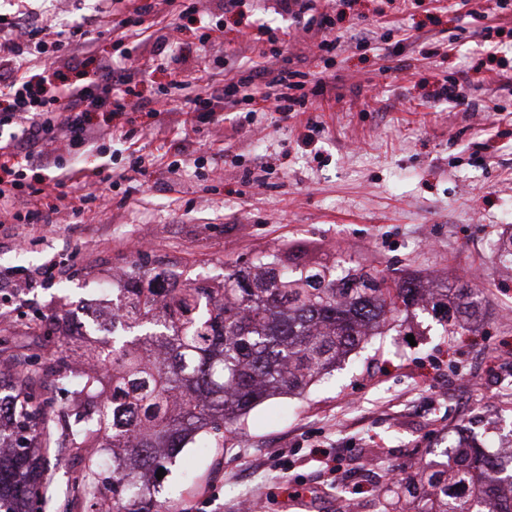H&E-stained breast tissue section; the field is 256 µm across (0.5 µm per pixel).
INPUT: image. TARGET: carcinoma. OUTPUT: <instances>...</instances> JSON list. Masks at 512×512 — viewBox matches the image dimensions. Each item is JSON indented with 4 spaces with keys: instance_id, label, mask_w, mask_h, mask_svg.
<instances>
[{
    "instance_id": "carcinoma-1",
    "label": "carcinoma",
    "mask_w": 512,
    "mask_h": 512,
    "mask_svg": "<svg viewBox=\"0 0 512 512\" xmlns=\"http://www.w3.org/2000/svg\"><path fill=\"white\" fill-rule=\"evenodd\" d=\"M168 274L135 267L112 289V348L75 371L77 338L63 328L51 355L69 403L41 399L36 374L0 379V512H35L45 484L42 451L57 422L86 454L88 512H171L151 482L186 445L224 447V432L277 394H301L370 336L414 308L452 333L474 320L482 292L427 288L410 276L381 286L358 265L307 266L264 255L214 283L167 288ZM112 451V469L100 452ZM393 512H512V467L475 444L453 445L448 464L400 485Z\"/></svg>"
}]
</instances>
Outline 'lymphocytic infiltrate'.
Segmentation results:
<instances>
[{
  "label": "lymphocytic infiltrate",
  "mask_w": 512,
  "mask_h": 512,
  "mask_svg": "<svg viewBox=\"0 0 512 512\" xmlns=\"http://www.w3.org/2000/svg\"><path fill=\"white\" fill-rule=\"evenodd\" d=\"M280 9L303 19L304 40L317 48L325 68L315 75L278 65L280 36L264 26H257L246 42L252 54L247 66L230 65L224 70V90L220 93L202 87L200 78L187 77L181 54L167 56L165 68L171 75V87L183 92L185 103L199 118L232 110L241 101L262 99L272 112L307 111L311 97L321 95L332 83L328 68L338 42L330 33L335 20L330 13L315 12L312 0H277ZM91 40L81 24L61 27L55 39H48L44 27L28 32L25 43L7 39L0 43V112L19 118L21 129L14 134L10 149L0 151V224L23 221V209L33 205L38 195L49 187H61L72 180L71 172L60 170L56 144H96L107 131L91 121L92 109L121 113L127 108L124 88L136 72L126 67L128 52L119 58H100L96 83L103 95L89 87L68 82L60 69L43 67L32 70L29 53L47 54L62 45L80 49ZM51 169L52 181L33 184L25 179L30 168Z\"/></svg>",
  "instance_id": "f902f5d3"
}]
</instances>
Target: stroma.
<instances>
[{"instance_id":"35a3bbf8","label":"stroma","mask_w":512,"mask_h":512,"mask_svg":"<svg viewBox=\"0 0 512 512\" xmlns=\"http://www.w3.org/2000/svg\"><path fill=\"white\" fill-rule=\"evenodd\" d=\"M203 3L204 11L163 18L147 41L127 39L133 65L175 44L187 67L205 63L220 86L243 33L263 24L290 32L282 50L293 69L320 71L322 60L299 50L301 20L276 0L229 17L224 0ZM314 5L334 14L342 40L334 81L311 111L270 112L258 101L197 120L172 102L194 159L172 171L166 144L136 107L167 97V71L149 69L135 77L121 118L134 141L66 148L63 166L82 177L40 198L50 223L0 227V373L38 371L43 397L58 407L68 397L50 370L55 315L84 318L101 286L139 265L175 271L185 285L275 253L482 289L478 330L451 336L430 315H408L304 394L255 407L223 447L189 445L162 483L175 489L181 512H239L247 498L263 512H384L390 484L445 461L458 429L492 452L512 445V268L498 259L512 221V87L499 77L512 75V13L496 16L501 33L480 45L462 35L476 25L460 0H420L402 11L388 0ZM113 9V0H0L8 23L24 14L75 24ZM218 22L222 31L200 44L197 32ZM364 28L375 39L355 47L352 36ZM486 45L498 55L480 88H468L471 109L434 101L436 84L468 71ZM426 46L436 56L424 57ZM121 48L102 33L69 78L90 84L98 58ZM135 149L146 175L106 181ZM89 193L107 206L72 210L70 199ZM83 467L75 449L51 442L42 512H86L69 480Z\"/></svg>"}]
</instances>
